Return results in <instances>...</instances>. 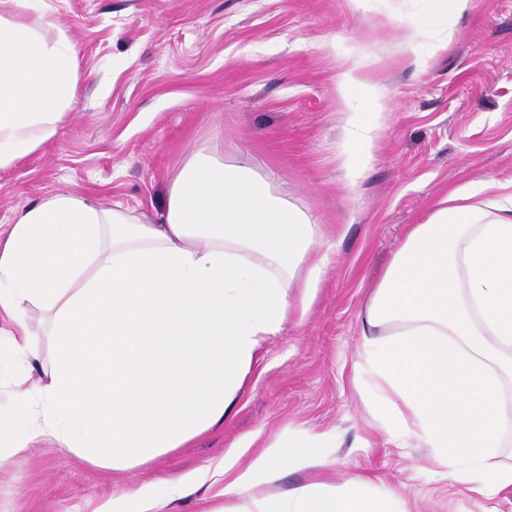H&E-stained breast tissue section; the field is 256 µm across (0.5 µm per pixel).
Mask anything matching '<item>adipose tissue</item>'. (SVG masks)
Returning <instances> with one entry per match:
<instances>
[{
	"mask_svg": "<svg viewBox=\"0 0 512 512\" xmlns=\"http://www.w3.org/2000/svg\"><path fill=\"white\" fill-rule=\"evenodd\" d=\"M80 81L76 46L37 0H0V170L57 133ZM337 90L352 111L346 165L359 178L385 104L352 66ZM313 217L249 163L194 156L172 181L159 223L56 193L17 209L0 247V358L25 410L0 427V465L41 440L104 468L148 463L223 424L268 336L308 308L323 264L309 261ZM47 316L43 381L29 309ZM359 356L369 408L429 448L444 474L488 494L512 485L500 459L504 380L512 381V190L460 188L410 225L365 310ZM334 432L272 441L246 467L224 455V512H399L368 482L311 483L270 497L286 468H330Z\"/></svg>",
	"mask_w": 512,
	"mask_h": 512,
	"instance_id": "ef3b65f1",
	"label": "adipose tissue"
}]
</instances>
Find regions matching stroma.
Wrapping results in <instances>:
<instances>
[{
    "mask_svg": "<svg viewBox=\"0 0 512 512\" xmlns=\"http://www.w3.org/2000/svg\"><path fill=\"white\" fill-rule=\"evenodd\" d=\"M78 50L80 90L56 138L0 171V243L18 208L56 192L148 220L197 153L247 162L320 224L327 261L304 317L263 345L224 424L179 451L103 469L42 441L0 466V512H110L162 478L209 468L162 512H219L224 454L249 462L274 438L336 432L332 484L368 478L403 512H512L434 472L429 451L392 442L366 406L358 368L365 308L407 225L448 192L483 198L512 182V0H473L444 18L425 0H40ZM454 38L425 66L404 60L410 33ZM362 65L386 99L374 157L344 163L348 114L336 91Z\"/></svg>",
    "mask_w": 512,
    "mask_h": 512,
    "instance_id": "stroma-1",
    "label": "stroma"
}]
</instances>
